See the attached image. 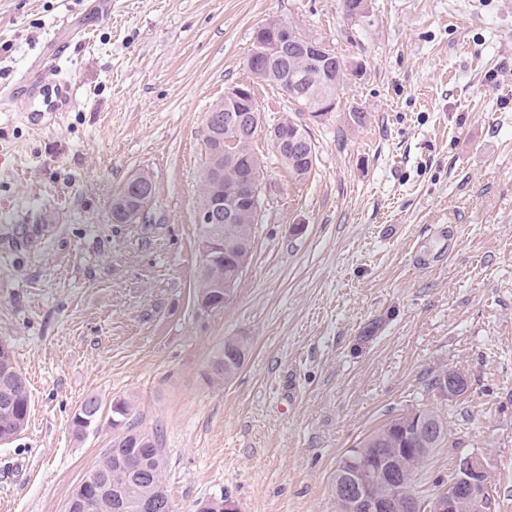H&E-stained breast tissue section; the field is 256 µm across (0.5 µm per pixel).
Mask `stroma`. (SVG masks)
I'll return each instance as SVG.
<instances>
[{
    "mask_svg": "<svg viewBox=\"0 0 512 512\" xmlns=\"http://www.w3.org/2000/svg\"><path fill=\"white\" fill-rule=\"evenodd\" d=\"M269 21L340 53L353 74L295 182L265 128L293 113L247 60ZM65 46L70 111L42 127L0 112V340L27 378L28 423L0 441L7 512H65L112 441L70 430L96 398L160 429L173 512L228 495L239 512H335L341 457L390 418L436 411L457 458L489 474L484 512H512V0H0V86ZM254 87L264 165L251 264L220 311L194 300L203 119ZM364 112L363 126L352 111ZM135 173L154 197L133 224L112 198ZM431 265H414L415 254ZM229 336L235 378H205ZM456 370L466 391L430 387Z\"/></svg>",
    "mask_w": 512,
    "mask_h": 512,
    "instance_id": "35a3bbf8",
    "label": "stroma"
}]
</instances>
